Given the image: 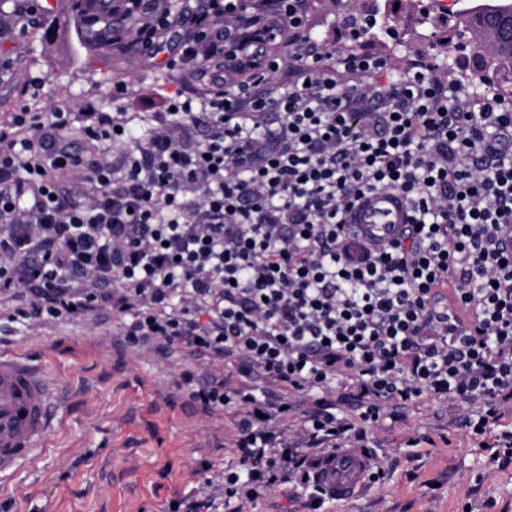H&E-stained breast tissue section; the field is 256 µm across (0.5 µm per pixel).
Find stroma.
Listing matches in <instances>:
<instances>
[{
    "mask_svg": "<svg viewBox=\"0 0 512 512\" xmlns=\"http://www.w3.org/2000/svg\"><path fill=\"white\" fill-rule=\"evenodd\" d=\"M427 0H379L398 42L370 38L392 65L418 51L436 56L441 26L423 21ZM350 0H305L308 27L319 39L351 50L345 23ZM0 39L9 49L10 80L0 82V122L23 103L31 77L44 82L43 105L82 111L95 100L103 112H163L176 94L203 96L190 70L169 69L129 52L88 49L78 39L69 0L21 36L0 14ZM126 86L113 99L112 85ZM18 299L0 295V350L43 360L63 387V404L48 442L13 479L0 482V512H168L204 480L221 484L238 468L241 452L234 410L204 412L190 396L215 378L244 379L237 363L197 359L178 348L129 346L109 315L34 321L15 317ZM463 409L448 411L423 398L399 420L368 434L369 450L385 473L349 504L315 506L291 483L275 486L243 512H512V464L501 466L459 426Z\"/></svg>",
    "mask_w": 512,
    "mask_h": 512,
    "instance_id": "obj_1",
    "label": "stroma"
}]
</instances>
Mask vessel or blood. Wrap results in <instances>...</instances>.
Wrapping results in <instances>:
<instances>
[{
    "mask_svg": "<svg viewBox=\"0 0 512 512\" xmlns=\"http://www.w3.org/2000/svg\"><path fill=\"white\" fill-rule=\"evenodd\" d=\"M407 208L391 192L369 195L351 216L354 224L388 238L391 225L404 223ZM60 388L45 365L12 351L0 352V481L12 477L44 447L56 419ZM366 456L337 455L321 467V486L348 502L365 484Z\"/></svg>",
    "mask_w": 512,
    "mask_h": 512,
    "instance_id": "1",
    "label": "vessel or blood"
}]
</instances>
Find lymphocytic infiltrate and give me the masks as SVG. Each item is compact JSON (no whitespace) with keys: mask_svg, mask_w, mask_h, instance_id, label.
Listing matches in <instances>:
<instances>
[{"mask_svg":"<svg viewBox=\"0 0 512 512\" xmlns=\"http://www.w3.org/2000/svg\"><path fill=\"white\" fill-rule=\"evenodd\" d=\"M128 5L154 18L141 52L173 50V68L219 59L199 71L211 92L203 113L176 99L143 115L141 139L92 102L43 110L41 79L25 86L0 123V292L29 295L16 316L106 310L131 346L242 361L312 401L292 442L268 424L291 403L220 381L192 391L204 410L238 411L227 502L291 481L324 504L317 463L425 396L475 404L462 426L511 464L499 424L512 403V102L441 79L426 58L389 77L383 58L315 40L303 0ZM251 24L257 62L236 82ZM283 33L288 53L269 54ZM201 116L204 143L176 138ZM76 127L98 154L46 146ZM377 190L409 209L386 240L346 222Z\"/></svg>","mask_w":512,"mask_h":512,"instance_id":"1","label":"lymphocytic infiltrate"}]
</instances>
